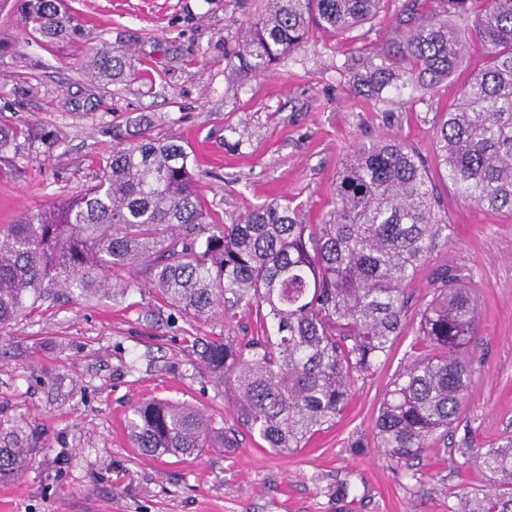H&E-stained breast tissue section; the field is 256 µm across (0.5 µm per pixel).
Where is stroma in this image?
I'll use <instances>...</instances> for the list:
<instances>
[{"mask_svg": "<svg viewBox=\"0 0 512 512\" xmlns=\"http://www.w3.org/2000/svg\"><path fill=\"white\" fill-rule=\"evenodd\" d=\"M266 0H64L76 40L25 29V0H0V128L32 131L0 156V227L84 193L102 158L143 130L181 140L195 164L210 221L235 224L254 206L290 201L319 223L352 151L396 136L435 184L447 227L405 288L406 332L359 378L336 422L298 452L267 448L236 419L201 353L219 336L249 339L255 313L186 320L149 288L118 302L64 291L0 328V438L21 435L31 461L0 482V512H458L486 488L476 454L512 436V215L463 199L437 167L434 131L467 75L486 62L470 41L455 76L437 89L375 96L353 86L363 49L390 50L407 33L399 0L336 35L312 29L279 62L256 70L245 35ZM127 52L131 71L104 84L85 45ZM53 140L45 149L42 137ZM450 269L478 306L465 354L472 376L464 409L421 456L378 448L375 421L387 386L426 354L416 334ZM158 397L201 409L231 447L147 456L126 430L135 405ZM364 453H355L354 441Z\"/></svg>", "mask_w": 512, "mask_h": 512, "instance_id": "35a3bbf8", "label": "stroma"}]
</instances>
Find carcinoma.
I'll return each instance as SVG.
<instances>
[{"label":"carcinoma","instance_id":"1","mask_svg":"<svg viewBox=\"0 0 512 512\" xmlns=\"http://www.w3.org/2000/svg\"><path fill=\"white\" fill-rule=\"evenodd\" d=\"M387 0H269L244 48L260 69L301 46L314 27L343 34L375 17ZM439 14L405 0L412 24L402 44L369 61L365 80L434 89L453 76L468 41L448 22L473 16L485 67L467 77L435 133L439 165L465 199L512 215V0H437ZM25 27L45 37H78L60 0H27ZM105 80L124 76L122 50L89 48ZM25 131L0 128V154ZM419 155L396 137L353 150L336 173L329 209L308 224L296 206L254 207L238 224H212L180 141L145 131L102 159L98 181L0 230V327L40 310L56 288L123 298L121 273L180 316L209 319L255 310L257 335L213 339L205 363L235 399L238 418L275 451L292 453L346 408L351 387L387 356L407 328L404 288L443 229ZM421 313L428 353L392 378L376 421L377 447L410 459L461 414L471 378L462 354L478 307L468 289L439 274ZM134 447L150 455H191L214 428L196 409L153 398L132 409ZM489 486L462 497L460 512H512V437L479 453ZM29 463L22 441L0 445V481Z\"/></svg>","mask_w":512,"mask_h":512}]
</instances>
